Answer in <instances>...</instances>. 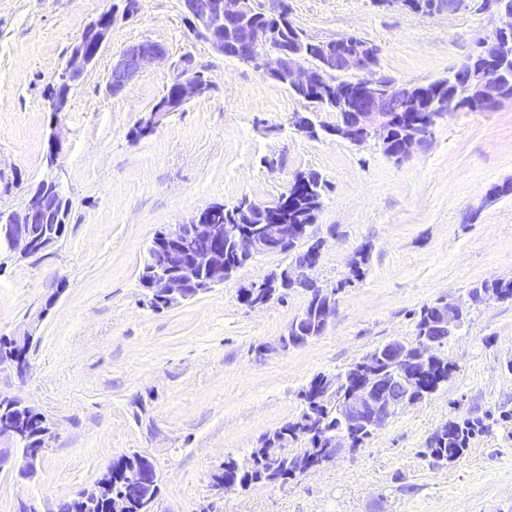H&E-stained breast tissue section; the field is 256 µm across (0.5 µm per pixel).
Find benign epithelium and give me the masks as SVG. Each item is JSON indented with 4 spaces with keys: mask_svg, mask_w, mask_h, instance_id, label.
<instances>
[{
    "mask_svg": "<svg viewBox=\"0 0 512 512\" xmlns=\"http://www.w3.org/2000/svg\"><path fill=\"white\" fill-rule=\"evenodd\" d=\"M182 11L191 26L194 36L209 44L217 54L246 62L269 79L285 82L291 88H306L315 82L328 84L337 75L351 73L356 76L353 83L355 92L348 109L351 116L336 121L328 133L351 144L360 145L373 140L384 154L398 161L409 159L419 146L420 135L409 138L398 153L392 152L388 139L389 121L395 116L393 110V83L379 70L380 48L372 43H359L356 38L343 36L333 40L320 63L304 60L288 42L261 29H243L238 47L230 49L224 45L220 27L224 24L240 26L253 13L268 19L280 20L289 15L288 0H180ZM465 0H437L421 14L433 16L444 12L452 13L464 5ZM483 8L495 11L501 17V26L494 38L481 45V51L451 70L453 80L475 87V103L489 109L504 101H512V85L502 78L499 60L503 51L512 45V0H483ZM139 12L135 0H116L105 15L90 22L73 42L67 59L59 72V80L68 90L78 88L94 67L97 55L86 49L93 42L101 50L112 39V32L120 21L133 19ZM168 57L167 48L157 42L141 41L124 47L112 56V67L106 76L105 91L109 95L122 93L142 70L151 64L161 63ZM177 89L176 97L161 100L150 111L144 121L148 128H154L171 112H176L189 102L204 96L211 88V82L204 73L192 66V58L183 59V65L173 79ZM464 108L460 97L455 94H436L426 105L421 124L437 122L449 112ZM40 194L27 193L33 197L36 212L55 208L63 197L60 181L47 175L36 184ZM314 223L309 224H211L204 213L190 221L164 228L155 233V249L163 256L179 263L173 265L156 263L150 266V275L142 279L145 297L150 302L163 301L171 307L200 294L208 293L232 279L243 265L234 261L227 246L233 245L245 261L269 252L273 247H289L307 237ZM63 230L48 235H36L28 224L0 223V246L10 253L32 257L54 248L62 239ZM321 258V247L309 250L305 258L297 260L283 270L275 281L264 280L250 285L252 306L268 303L272 296L269 287L286 289L299 285L310 288V293L321 297L327 290L309 277ZM436 326L433 336L421 344H411L404 339L392 340L382 351L362 357L354 371L356 383L341 375L330 381V386L343 392L339 406L340 416L347 422L363 423L369 434H374L386 422L420 402L419 396L408 389L404 379L394 377L387 382L375 380L374 369L381 362H388L396 372L409 363H435L437 348L453 337L463 320V304L445 298L433 306ZM29 366L17 355L0 357V374L5 373L24 380ZM11 400L36 413L38 409L24 399L13 396ZM9 400V401H11ZM9 401H0V441L13 444L28 442L29 430L22 429L18 420L9 410ZM355 444L347 435H336L328 448L325 458L310 466L316 469L330 462L345 451H354Z\"/></svg>",
    "mask_w": 512,
    "mask_h": 512,
    "instance_id": "7a95c632",
    "label": "benign epithelium"
}]
</instances>
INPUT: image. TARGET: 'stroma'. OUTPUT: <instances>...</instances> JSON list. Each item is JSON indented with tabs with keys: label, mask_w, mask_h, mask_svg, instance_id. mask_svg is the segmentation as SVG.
I'll list each match as a JSON object with an SVG mask.
<instances>
[{
	"label": "stroma",
	"mask_w": 512,
	"mask_h": 512,
	"mask_svg": "<svg viewBox=\"0 0 512 512\" xmlns=\"http://www.w3.org/2000/svg\"><path fill=\"white\" fill-rule=\"evenodd\" d=\"M288 2L309 38L360 36L380 47L381 71L404 84L446 78L501 24L482 0L433 17L374 0ZM111 3L0 0V170L14 181L0 208L24 204L54 132L70 201L56 248L0 258V336L42 318L27 377L0 376V392L56 424L31 478L0 469V512H57L133 451L160 476L152 512H512V301L467 299L477 284L512 280V195L485 201L492 185L512 182V102L448 113L400 163L372 141L308 138L292 125L303 103L195 39L180 0H141L67 109L51 111L48 88L72 43ZM143 40L163 43L167 60L106 94L113 54ZM188 52L211 90L136 137ZM309 170L327 183L311 275L325 286L350 281L321 336L276 348L306 307L303 290L258 308L240 301L242 288L288 267L289 253L256 256L224 286L179 305L145 304L139 272L158 230L244 197L275 205ZM361 255L355 278L350 263ZM442 297L467 311L442 349L455 366L447 384L319 471L213 497L212 475L295 420L297 394L315 376L413 338V312ZM451 420L478 427L459 459L434 464L426 443Z\"/></svg>",
	"instance_id": "35a3bbf8"
}]
</instances>
